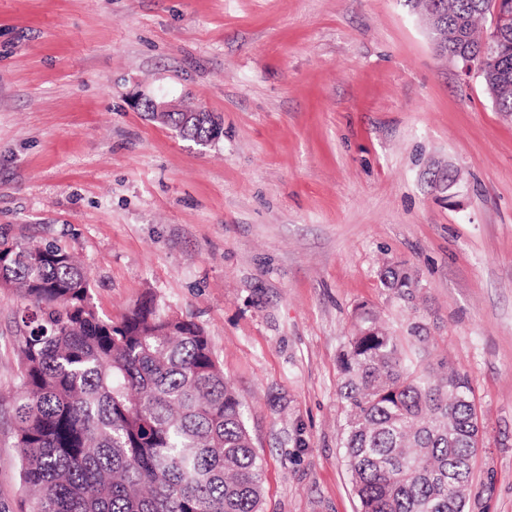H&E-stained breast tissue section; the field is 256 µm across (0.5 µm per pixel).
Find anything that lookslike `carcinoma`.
<instances>
[{"label":"carcinoma","mask_w":512,"mask_h":512,"mask_svg":"<svg viewBox=\"0 0 512 512\" xmlns=\"http://www.w3.org/2000/svg\"><path fill=\"white\" fill-rule=\"evenodd\" d=\"M448 51L487 14V0H442ZM505 52L478 61L512 116V28ZM206 138L212 114L189 128ZM381 283L404 301L419 281L388 267ZM0 288L24 300L10 399L26 491L23 512H260L262 464L245 408L195 322L146 296L102 318L83 268L53 243L0 232ZM344 448L360 512H465L479 417L467 375L440 362L416 369L399 338L365 305L339 359Z\"/></svg>","instance_id":"cac0c4a2"}]
</instances>
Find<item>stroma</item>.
Returning <instances> with one entry per match:
<instances>
[{"mask_svg": "<svg viewBox=\"0 0 512 512\" xmlns=\"http://www.w3.org/2000/svg\"><path fill=\"white\" fill-rule=\"evenodd\" d=\"M220 117L200 145L137 105ZM453 168L447 201L431 172ZM0 230L199 324L247 408L262 512H358L338 358L376 310L480 410L469 512H512V117L436 55L411 0H0ZM415 270V306L380 283ZM21 300L0 288V392ZM24 489L0 405V512Z\"/></svg>", "mask_w": 512, "mask_h": 512, "instance_id": "35a3bbf8", "label": "stroma"}]
</instances>
